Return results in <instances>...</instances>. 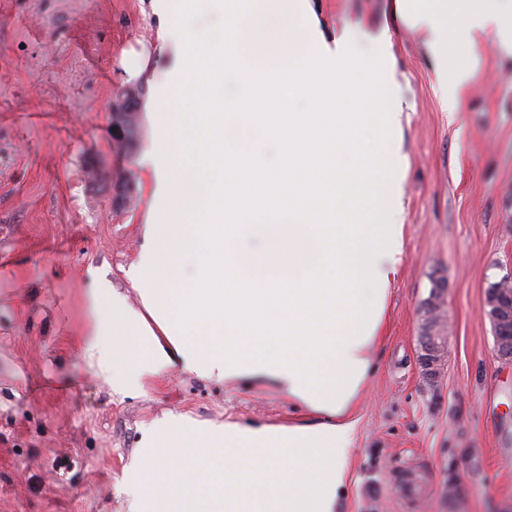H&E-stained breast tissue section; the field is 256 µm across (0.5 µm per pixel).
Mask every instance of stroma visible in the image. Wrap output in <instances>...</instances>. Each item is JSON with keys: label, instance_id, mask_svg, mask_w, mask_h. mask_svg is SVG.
I'll return each instance as SVG.
<instances>
[{"label": "stroma", "instance_id": "1", "mask_svg": "<svg viewBox=\"0 0 512 512\" xmlns=\"http://www.w3.org/2000/svg\"><path fill=\"white\" fill-rule=\"evenodd\" d=\"M391 0H311L326 36L360 50L389 26L405 103L382 176L401 188L402 261L355 405L340 512H512V364L482 313L512 273V58L484 52L462 112L436 93L423 30ZM150 0H0V512H128L120 491L141 427L169 410L278 426L303 407L274 382L173 373L124 399L76 352L90 271L140 305L127 278L146 241L152 182L141 157L157 115L141 112L131 150L112 147L109 106L124 50L151 43ZM134 183L113 206L112 178ZM446 283L445 367L419 363L423 304Z\"/></svg>", "mask_w": 512, "mask_h": 512}]
</instances>
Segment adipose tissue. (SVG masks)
<instances>
[{
    "instance_id": "adipose-tissue-1",
    "label": "adipose tissue",
    "mask_w": 512,
    "mask_h": 512,
    "mask_svg": "<svg viewBox=\"0 0 512 512\" xmlns=\"http://www.w3.org/2000/svg\"><path fill=\"white\" fill-rule=\"evenodd\" d=\"M223 23L197 39L195 0H151L171 64L150 112L167 113L142 159L154 181L148 240L129 271L134 307L99 278L76 341L113 394L175 372L266 377L309 413L288 426L144 424L121 490L129 512H339L354 443L351 406L370 372L401 262L400 194L372 191L402 111L390 36L371 54L325 38L310 0H211ZM427 29L448 114L480 49L512 57V0H395ZM236 76L233 96L217 90ZM258 239L263 249L249 250Z\"/></svg>"
}]
</instances>
